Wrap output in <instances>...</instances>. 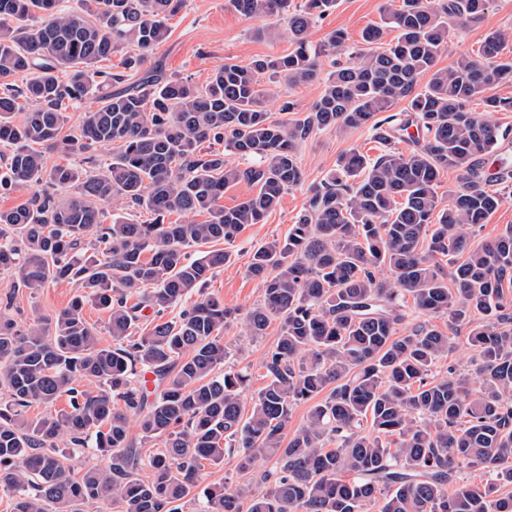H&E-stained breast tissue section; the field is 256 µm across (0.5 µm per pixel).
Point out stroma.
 Here are the masks:
<instances>
[{
    "label": "stroma",
    "mask_w": 512,
    "mask_h": 512,
    "mask_svg": "<svg viewBox=\"0 0 512 512\" xmlns=\"http://www.w3.org/2000/svg\"><path fill=\"white\" fill-rule=\"evenodd\" d=\"M399 0H336L329 13L317 22L308 32L312 44L325 45L331 31L340 29L346 32L350 47L363 48L362 33L367 26L380 23L382 15L398 5ZM260 22L237 12L229 0H185L183 8L168 20L169 37L150 56V65L161 66L166 74L191 79L197 86H205L211 74L233 62L241 65L250 63L259 56H278L288 53L290 44L287 38L270 40L257 36ZM493 31L506 34L502 51L503 59L512 60V0H491L484 17L465 26H453L448 30V40L442 48L438 67L451 66L461 55L478 50L485 36ZM266 96L263 106L276 121L287 119L283 111L284 102H293L296 113H304L318 97L323 88L321 82L306 85L287 86L265 83ZM375 157L381 146L369 129L339 132L326 129L314 133L299 147L298 158L308 183L321 181L335 168L338 156L350 149ZM306 204V190L297 187L284 194L280 206L269 214L263 223L252 224L229 244L231 260L219 269L211 279L208 291L223 300L225 306L235 310L224 328V341L230 344L229 364L247 368L252 374L247 390L249 398L244 408H251L250 398L267 383L261 362L265 354L277 342L279 322H272L265 336L250 342H240L242 332L241 313L253 308L262 300L259 280L247 275L246 268L255 248L284 238L294 218ZM12 279L0 272V297L13 293V317L18 322H26L36 317H50L65 308L77 294L76 283L52 282L36 296L28 292L12 291ZM274 467L273 460L264 459L257 463L248 477H241L236 467V457L225 453L223 463L206 466L203 471V484L233 486L248 481L256 494L268 490L263 482L265 471Z\"/></svg>",
    "instance_id": "stroma-1"
}]
</instances>
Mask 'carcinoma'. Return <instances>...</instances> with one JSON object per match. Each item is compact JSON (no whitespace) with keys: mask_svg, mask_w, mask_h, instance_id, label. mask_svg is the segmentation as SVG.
<instances>
[{"mask_svg":"<svg viewBox=\"0 0 512 512\" xmlns=\"http://www.w3.org/2000/svg\"><path fill=\"white\" fill-rule=\"evenodd\" d=\"M182 0H0V195L19 194L0 210V270L12 288L36 294L51 282L80 286L52 318L18 324L0 313V491L13 512H512V230L478 248L470 229L503 196L486 187L512 181L506 134L492 118L512 98L486 95L512 76L499 63L505 34L495 31L474 55L437 67L448 26L481 20L489 0H400L362 39L381 51L351 52L333 31L326 48L345 53L304 115L273 121L261 79L295 86L321 72L322 51L306 33L335 0H230L267 20L257 34H288L292 51L243 66L226 62L197 87L188 78L143 69L169 37L167 19ZM127 46L124 73L101 63ZM24 74L23 85L13 77ZM95 97L70 134L66 110ZM29 109L19 120V99ZM481 98L485 111L469 110ZM398 101L401 112L382 119ZM366 127L384 147L357 149L307 185V206L288 235L259 246L247 272L263 301L242 317L258 338L280 320L277 343L261 368L267 384L243 416L250 374L226 366L222 333L232 311L207 294L231 254L212 249L261 223L290 189L304 184L301 143L311 134ZM408 138V155L392 150ZM224 145V150L214 145ZM112 149L81 164L47 167L44 151ZM248 161L228 164L224 152ZM460 172L448 204L435 191L443 172ZM246 181L255 192L233 207L224 189ZM122 198L152 219L110 214ZM178 218L167 221L171 215ZM205 220H199V217ZM197 248L192 258L188 249ZM450 262L445 272L441 261ZM133 294L138 303H128ZM448 316V330L421 324L398 335L407 303ZM108 314L104 330L84 316L87 304ZM183 306L177 319L163 312ZM156 310L143 334L142 312ZM469 328L480 358V386L437 362ZM107 332L112 343L102 341ZM154 376V399L144 377ZM85 380L95 389H81ZM306 423L284 436L290 411L323 391ZM67 395L69 408L29 415L34 404ZM141 439L164 447L136 475L130 418ZM89 449L106 460L76 476L73 457ZM241 473L258 457L275 459L262 495L248 484L201 485L204 464L224 453ZM480 473L475 484L463 471Z\"/></svg>","mask_w":512,"mask_h":512,"instance_id":"carcinoma-1","label":"carcinoma"}]
</instances>
